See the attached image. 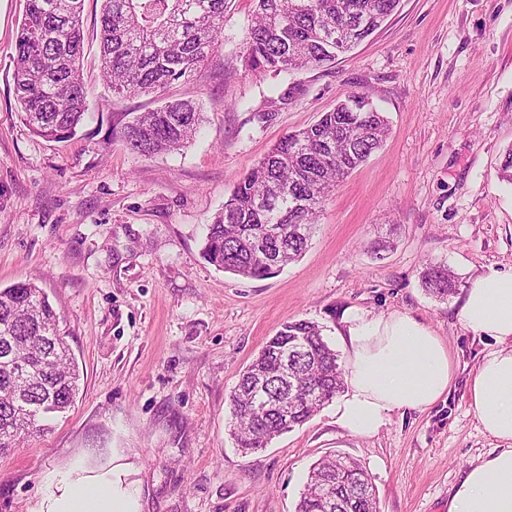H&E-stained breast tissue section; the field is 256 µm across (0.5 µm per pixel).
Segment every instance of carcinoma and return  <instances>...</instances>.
Returning <instances> with one entry per match:
<instances>
[{"mask_svg": "<svg viewBox=\"0 0 512 512\" xmlns=\"http://www.w3.org/2000/svg\"><path fill=\"white\" fill-rule=\"evenodd\" d=\"M84 0H27L13 86L20 117L48 141L73 138L88 110L81 77ZM100 61L112 94L160 93L188 81L224 41L227 0H101ZM243 47L245 68L291 72L322 66L368 38L400 0H255ZM203 112L193 100L165 101L112 139L145 157L179 150ZM384 116L353 94L313 125L283 136L236 183L208 226L202 254L247 279L267 278L300 258L328 193L387 136ZM426 292L445 301L456 288L442 262L422 272ZM80 373L60 317L41 289H0V455L47 430L75 401ZM344 388L339 355L318 324L288 320L242 374L229 399V430L255 451L310 420ZM296 512H379L368 472L356 460L314 463Z\"/></svg>", "mask_w": 512, "mask_h": 512, "instance_id": "obj_1", "label": "carcinoma"}]
</instances>
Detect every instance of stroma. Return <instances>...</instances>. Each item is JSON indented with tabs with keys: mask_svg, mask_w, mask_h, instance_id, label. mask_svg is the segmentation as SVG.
<instances>
[{
	"mask_svg": "<svg viewBox=\"0 0 512 512\" xmlns=\"http://www.w3.org/2000/svg\"><path fill=\"white\" fill-rule=\"evenodd\" d=\"M26 0H0V288L31 281L67 332L81 374L74 405L49 431L0 456V512H26L45 470L119 449L143 512H295L312 464L336 454L371 476L379 512H448L464 471L499 442L469 404L493 340L458 319L463 287L512 268V0H400L335 62L279 75L246 71L253 0H228L224 42L191 81L163 95L199 101L205 120L180 150L142 157L112 140V118L163 95L112 96L99 69V0H85L83 75L90 113L49 142L21 121L13 56ZM353 92L388 121L383 146L327 197L302 257L265 279L209 263L208 224L235 182L283 136ZM392 240L374 254L372 242ZM443 262L448 301L420 274ZM352 308L400 311L447 345L454 377L423 412L395 413L371 438L323 407L254 453L227 426L229 395L288 320L341 349Z\"/></svg>",
	"mask_w": 512,
	"mask_h": 512,
	"instance_id": "35a3bbf8",
	"label": "stroma"
}]
</instances>
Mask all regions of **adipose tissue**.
Masks as SVG:
<instances>
[{
  "mask_svg": "<svg viewBox=\"0 0 512 512\" xmlns=\"http://www.w3.org/2000/svg\"><path fill=\"white\" fill-rule=\"evenodd\" d=\"M473 334L497 347L477 366L470 406L484 431L503 441L465 473L448 512H512V269L472 277L458 313ZM345 390L335 402L337 426L370 438L394 413L423 411L447 392L453 363L436 334L409 314L353 309L343 318ZM133 463L120 452L104 461L79 454L46 470L28 512H142Z\"/></svg>",
  "mask_w": 512,
  "mask_h": 512,
  "instance_id": "adipose-tissue-1",
  "label": "adipose tissue"
}]
</instances>
